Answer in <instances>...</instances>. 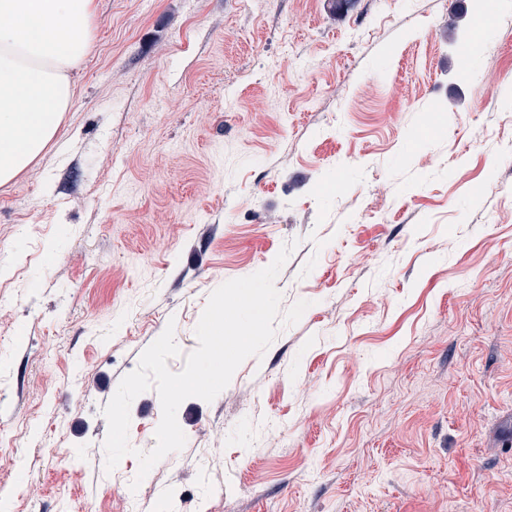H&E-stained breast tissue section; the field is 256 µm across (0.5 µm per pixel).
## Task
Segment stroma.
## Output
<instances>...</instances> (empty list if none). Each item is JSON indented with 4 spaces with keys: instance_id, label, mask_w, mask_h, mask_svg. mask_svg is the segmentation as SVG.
Returning a JSON list of instances; mask_svg holds the SVG:
<instances>
[{
    "instance_id": "35a3bbf8",
    "label": "stroma",
    "mask_w": 512,
    "mask_h": 512,
    "mask_svg": "<svg viewBox=\"0 0 512 512\" xmlns=\"http://www.w3.org/2000/svg\"><path fill=\"white\" fill-rule=\"evenodd\" d=\"M75 84L0 187L5 512H512V0H97ZM288 242L300 321L106 471L101 402Z\"/></svg>"
}]
</instances>
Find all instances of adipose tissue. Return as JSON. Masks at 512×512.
I'll list each match as a JSON object with an SVG mask.
<instances>
[{"mask_svg": "<svg viewBox=\"0 0 512 512\" xmlns=\"http://www.w3.org/2000/svg\"><path fill=\"white\" fill-rule=\"evenodd\" d=\"M96 0H0V187L56 138Z\"/></svg>", "mask_w": 512, "mask_h": 512, "instance_id": "ef3b65f1", "label": "adipose tissue"}]
</instances>
